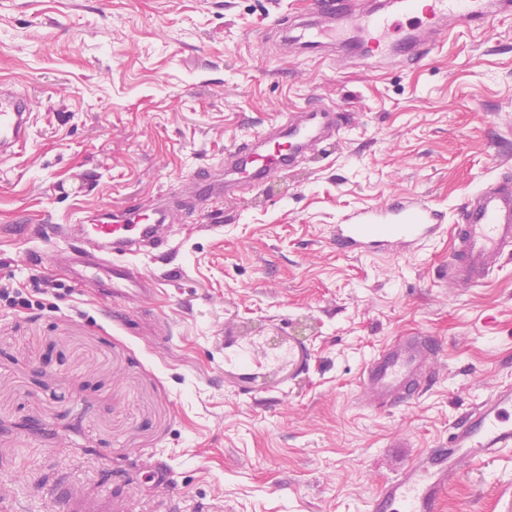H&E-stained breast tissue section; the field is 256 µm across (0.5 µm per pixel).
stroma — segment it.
I'll return each instance as SVG.
<instances>
[{
    "label": "stroma",
    "mask_w": 512,
    "mask_h": 512,
    "mask_svg": "<svg viewBox=\"0 0 512 512\" xmlns=\"http://www.w3.org/2000/svg\"><path fill=\"white\" fill-rule=\"evenodd\" d=\"M307 0H0V83L29 93L30 143L0 160V512H55L63 474L124 512H366L471 405L512 383V258L450 292L441 237L347 257L345 211L389 196L454 211L512 153V16L454 30L410 68L265 32ZM311 103L345 116L286 174L198 205L192 174ZM166 195L175 253L157 294L107 302L34 227ZM223 226L211 229L214 213ZM56 283L40 289L42 280ZM434 336L433 380L366 408L365 361ZM170 470L178 497L153 481ZM443 512H512V454L476 463Z\"/></svg>",
    "instance_id": "1"
}]
</instances>
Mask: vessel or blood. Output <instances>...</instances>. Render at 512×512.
Masks as SVG:
<instances>
[{"mask_svg":"<svg viewBox=\"0 0 512 512\" xmlns=\"http://www.w3.org/2000/svg\"><path fill=\"white\" fill-rule=\"evenodd\" d=\"M311 24L302 26L298 43L307 49L351 30L361 32L371 58H387L406 67L429 58L456 27H489L512 15V0H400L397 14L357 8L355 0H308ZM342 123L334 107L307 108L289 114L261 140L234 143L224 160L236 173L234 190H245L294 167L312 146L329 139ZM32 111L26 94L0 88V156L26 149ZM170 212L157 203L104 211L79 226L59 224L55 235L67 238L66 262L75 282L94 281L111 300L135 302L150 295L154 278L135 264L136 256L164 257L171 249L166 226ZM451 239L447 264L436 272L438 287L478 286L503 260L512 257V174L501 173L467 194L455 220L420 197L388 202L344 214L331 241L337 252L355 256L418 251L441 234ZM439 343L428 336H402L379 350L362 368L364 404L383 410L410 402L426 378V358ZM512 450V385H505L471 407L437 448L418 451L412 462L369 498L368 512H441L451 482L475 463ZM65 512H119L111 497L90 495L77 481L58 486Z\"/></svg>","mask_w":512,"mask_h":512,"instance_id":"1","label":"vessel or blood"}]
</instances>
